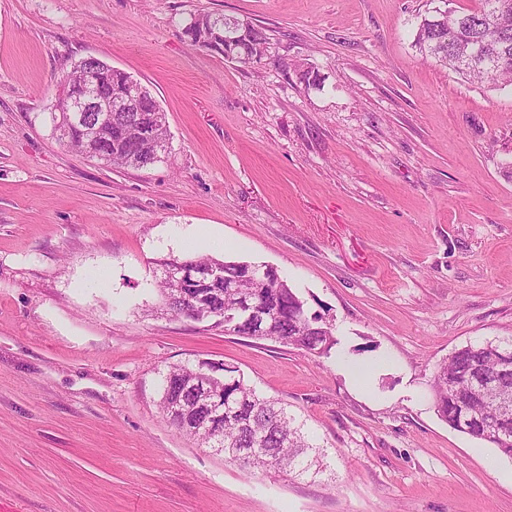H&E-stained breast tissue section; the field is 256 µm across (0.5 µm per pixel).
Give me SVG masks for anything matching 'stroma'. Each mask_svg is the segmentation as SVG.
Wrapping results in <instances>:
<instances>
[{"label": "stroma", "mask_w": 512, "mask_h": 512, "mask_svg": "<svg viewBox=\"0 0 512 512\" xmlns=\"http://www.w3.org/2000/svg\"><path fill=\"white\" fill-rule=\"evenodd\" d=\"M426 0H0V512H512V459L437 415V365L512 336V89L421 55ZM199 13L269 40L191 45ZM94 56L167 116L162 162L61 144ZM269 264L330 357L156 313L158 262ZM237 368L327 470L252 471L158 407L174 365ZM245 20L230 19L224 15L203 14L194 16L184 26L183 33L189 37V34L196 30L200 23L204 24L211 32L203 26L196 30L193 38L196 44H208L207 46H198L210 51L224 55V58L243 64L261 60L255 57L260 54V47L266 44L269 37L265 30L246 21L251 25L249 31L244 34L243 22ZM195 43L192 45L197 46Z\"/></svg>", "instance_id": "obj_1"}]
</instances>
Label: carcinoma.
<instances>
[{"label":"carcinoma","instance_id":"obj_1","mask_svg":"<svg viewBox=\"0 0 512 512\" xmlns=\"http://www.w3.org/2000/svg\"><path fill=\"white\" fill-rule=\"evenodd\" d=\"M452 15V25L441 21L432 10L418 16L415 46L420 52L466 79L512 85V0H480L477 8L467 12L454 10ZM202 24L210 30L213 39L205 49L243 64L255 61L261 45L268 41L264 29L253 24L246 32L243 21L214 14L192 17L183 33L188 35ZM134 86L132 75L106 65L98 94L115 101ZM157 109L156 100L146 97L140 102V111L112 113L114 122L91 136L79 127L70 129L64 145L106 166L147 167L154 164V147L162 145L164 154L169 140L167 121L158 120ZM182 261L198 269L218 265L221 275L181 285L160 281V309L183 315L180 292L186 291L199 301V320L230 315L233 321L224 324V331L253 338L254 330L244 321V314L230 309L234 301L227 297L226 285L234 282L240 293L256 297L260 308L271 315L273 326L266 340L293 346L319 358L328 355L337 344L335 327L318 321L319 315L309 313L305 301L287 280L282 278L277 283L246 280L240 276V263L215 257L187 256ZM501 351L512 356V337L490 343V349L484 353H476L466 346L455 350L437 366L431 392L434 408L448 426L456 428L463 399L469 412L477 418L467 435L493 444L512 458V427L497 435L486 433L479 421L491 417L493 409L488 400L474 395L472 380L478 365L487 371L494 370ZM197 371L196 366H174L163 379L159 408L180 433L195 440L198 446L206 447L203 428L219 429L224 456L235 462L240 461L237 456L240 449H260L243 463L253 470H273L286 475L310 472L314 476L323 471L321 454H308L313 446L305 440L295 418L279 402L257 395L236 374L234 367L224 369V374L215 380V395L197 392L194 390Z\"/></svg>","mask_w":512,"mask_h":512}]
</instances>
